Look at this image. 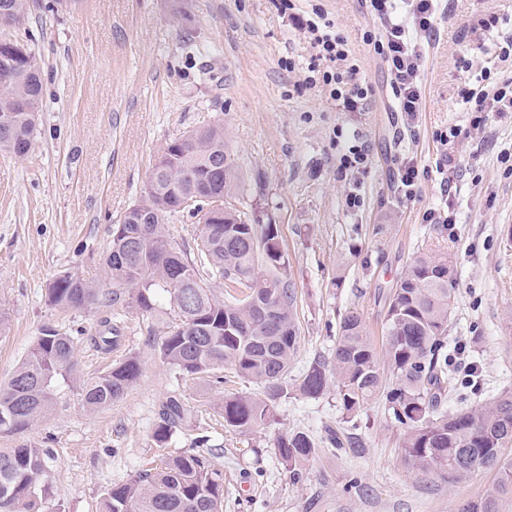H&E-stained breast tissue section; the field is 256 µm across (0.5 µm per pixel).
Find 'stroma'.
I'll return each instance as SVG.
<instances>
[{"label": "stroma", "instance_id": "stroma-1", "mask_svg": "<svg viewBox=\"0 0 512 512\" xmlns=\"http://www.w3.org/2000/svg\"><path fill=\"white\" fill-rule=\"evenodd\" d=\"M295 5L301 14L324 9L346 37L359 79L374 89L362 108L344 110L304 86L313 50L277 0H194V19L183 24L167 15L164 0H81L70 13H35L4 30L36 52L46 93L29 155L0 153V311L9 318L0 383L47 325L75 337L83 377L130 355L142 369L109 407L85 410L76 384H64L23 437L0 436V449L22 439L49 449L55 495L42 512H99L109 488L192 448L223 471L224 512H454L496 479L492 469L453 485L417 477L401 461L404 431L383 405H369L350 424L332 390L316 399L290 396L269 425L228 430L225 395L256 387L229 369L218 384L161 361L157 344L177 320L169 298L150 315L127 303L87 312L47 302L60 274L104 281L110 230L139 200L163 148L218 123L244 174L239 210H260L277 224L288 254L299 334L289 378L330 355L344 315L359 316L382 345L383 294L431 249L456 258L448 341L481 370L477 402L512 389V174L501 162L502 151H512V117L490 112L472 130L474 115L459 96L512 34V0H449L424 49L422 110L410 126L395 110L385 62L364 39L378 23L360 0ZM493 16L496 26L484 28ZM452 127L471 138L442 146L437 134ZM355 137L370 156L352 179L338 165ZM447 152L456 175L446 191L436 165ZM399 155L421 173L409 199L396 191ZM352 190L361 198L355 208L346 204ZM449 210L455 223L424 219ZM105 320L123 336L108 353L89 342ZM172 395L184 401L188 419L161 443L159 411ZM295 429L319 443L296 480L273 446ZM331 430L354 437L355 447H327Z\"/></svg>", "mask_w": 512, "mask_h": 512}]
</instances>
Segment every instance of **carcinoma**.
<instances>
[{
    "label": "carcinoma",
    "mask_w": 512,
    "mask_h": 512,
    "mask_svg": "<svg viewBox=\"0 0 512 512\" xmlns=\"http://www.w3.org/2000/svg\"><path fill=\"white\" fill-rule=\"evenodd\" d=\"M77 4L0 0V17L20 21L34 10L55 15ZM191 7L192 0H167L168 13L177 21L189 19ZM7 42L13 65L0 67V117L9 118L10 128L0 130V152L23 158L36 131L29 108H41L44 79L36 53L8 37H0V50ZM242 180L224 126L200 127L174 140L153 168L138 210L126 214L124 224L112 225L104 257L110 287L98 288L65 273L47 288L49 305L93 310L125 300L151 313L161 290L179 317L161 338V359L188 377L229 365L260 389L224 396L228 429L243 433L266 425L275 419L282 399L293 393L315 399L334 386L340 409L351 420L370 403L384 402L404 429L402 459L415 475L456 484L479 469H497L495 485L456 512H503V501L512 498V457L506 455L512 448V392L505 390L485 405L451 406L466 384L450 368L448 354L455 257L419 253L385 296L383 355L361 320L347 316L339 323L331 361H314L290 383L299 341L296 296L277 225L248 224L241 211H228L224 222L200 225L194 255L174 246L168 230L169 218L178 213L197 218L190 209H174L176 194L200 191L234 198ZM261 260L264 275L256 272ZM213 279L239 296L224 302ZM102 326L90 342L108 351L118 345L120 330L106 321ZM75 351L73 336L51 326L42 329L11 378L0 384V436L31 429L51 410L62 383H79L83 407L96 411L120 400L141 375V362L131 355L85 379ZM159 415L155 438L162 443L184 425L187 413L180 398L170 396ZM273 447L297 478L315 453V440L294 430L277 436ZM47 458L49 450L32 442L0 451V512H40L53 494ZM223 498V472L206 457L185 452L109 489L101 512H222Z\"/></svg>",
    "instance_id": "1"
}]
</instances>
